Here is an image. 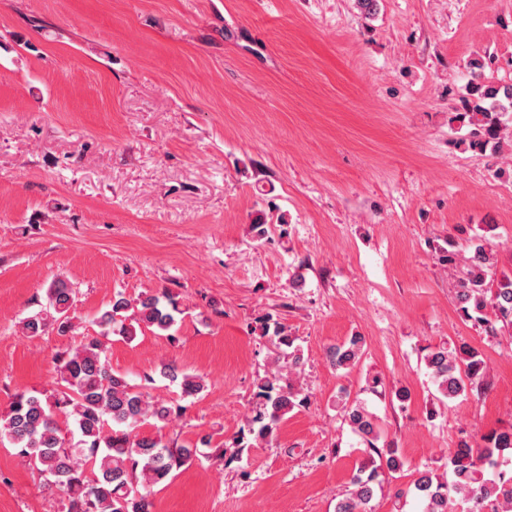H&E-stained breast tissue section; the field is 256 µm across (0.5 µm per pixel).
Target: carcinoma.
<instances>
[{"label":"carcinoma","mask_w":512,"mask_h":512,"mask_svg":"<svg viewBox=\"0 0 512 512\" xmlns=\"http://www.w3.org/2000/svg\"><path fill=\"white\" fill-rule=\"evenodd\" d=\"M492 60L478 55L467 64L468 81L455 107L458 120L468 127L460 139L465 149L497 155L512 146V83L490 79ZM467 278L458 291L465 320L482 323L492 332L512 327V279L488 280L490 257L484 245L474 246L468 258ZM76 291L65 280L53 282L46 304L22 321L28 337L42 335L53 323L62 332L72 327L69 312ZM182 314L179 302L167 293L145 292L130 299L113 295L110 308L97 318L100 332L55 358L56 388L14 396L0 412V437L8 439L17 455L64 494L63 512H151L154 488L174 471L200 461L198 443L170 444L162 437L136 432L145 420L166 425L183 414L185 407L155 399L143 387L115 373L107 362V341L116 332L127 340L150 332L163 336ZM261 335L271 337L274 367L256 378L255 405L234 439L230 459L240 449L270 442L294 409L305 406L309 396L295 387L289 375L298 370L302 357L288 325L268 315L261 319ZM365 352V339L352 335L331 348L330 364L337 370L357 365ZM425 363L440 399H453L465 391V381L481 377L484 362L474 350L450 353L435 347ZM161 377L179 384L186 397L205 389L202 377L182 372L162 361ZM343 419L364 445V459L350 475L351 490L338 500L335 512H370L369 505L384 484L403 471L398 450L378 447L380 426L376 415L361 402L340 396ZM482 445H465L448 455L452 481L439 479L428 470L418 473L413 488L422 512H453L454 499L466 504V512H506L512 508V428L491 430L481 436Z\"/></svg>","instance_id":"obj_1"}]
</instances>
